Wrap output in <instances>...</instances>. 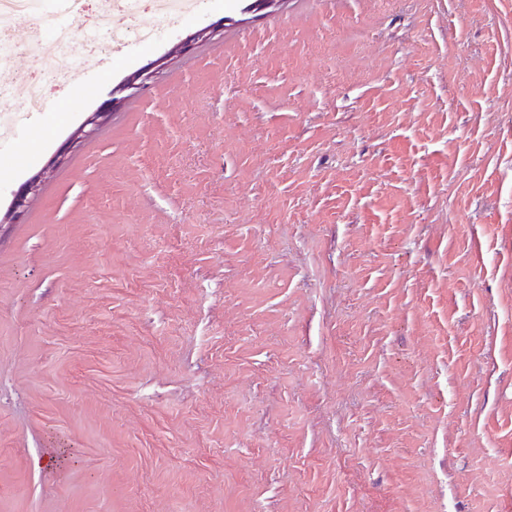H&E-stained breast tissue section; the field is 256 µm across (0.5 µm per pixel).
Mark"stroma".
Wrapping results in <instances>:
<instances>
[{
    "mask_svg": "<svg viewBox=\"0 0 512 512\" xmlns=\"http://www.w3.org/2000/svg\"><path fill=\"white\" fill-rule=\"evenodd\" d=\"M247 3L0 159V512H512V0ZM150 72L146 70L136 71L127 75L115 88L112 90V97L103 102L94 112H88L87 118L76 130V132L69 139L71 143L76 139L82 137H89L101 126L112 112L119 109L124 101L142 91L147 86V81L150 79ZM127 93L125 95H121ZM43 174H36L32 176L13 196L11 204L1 218V223H16L19 221L26 212V208L33 196L36 195L37 190L42 182Z\"/></svg>",
    "mask_w": 512,
    "mask_h": 512,
    "instance_id": "35a3bbf8",
    "label": "stroma"
}]
</instances>
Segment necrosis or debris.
<instances>
[{"label": "necrosis or debris", "instance_id": "4bbe7bcc", "mask_svg": "<svg viewBox=\"0 0 512 512\" xmlns=\"http://www.w3.org/2000/svg\"><path fill=\"white\" fill-rule=\"evenodd\" d=\"M61 3L64 11L90 13L96 17V25L81 37L58 28L49 32L38 30L21 43L13 35L15 16L44 14L45 0H0V65L8 63L20 51L36 64L33 72L21 77L27 88L22 100H14L10 85L0 83V144L10 141L18 116L44 111L47 91L78 85L84 69L120 58L132 46L155 44V33L132 27L135 16L151 11L174 25L202 6V0H61Z\"/></svg>", "mask_w": 512, "mask_h": 512}]
</instances>
